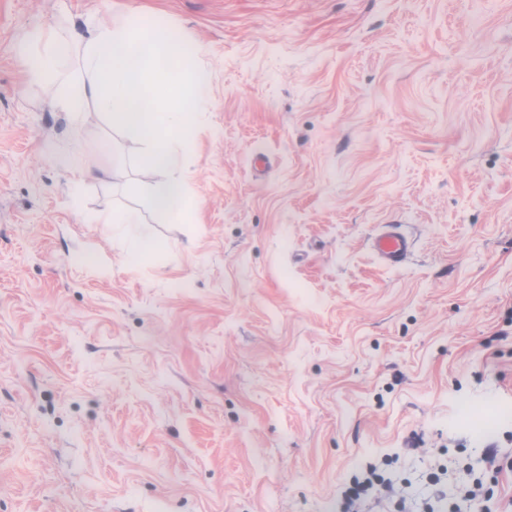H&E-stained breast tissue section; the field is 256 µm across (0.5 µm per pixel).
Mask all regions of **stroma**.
Segmentation results:
<instances>
[{"label": "stroma", "instance_id": "35a3bbf8", "mask_svg": "<svg viewBox=\"0 0 512 512\" xmlns=\"http://www.w3.org/2000/svg\"><path fill=\"white\" fill-rule=\"evenodd\" d=\"M144 9L211 74L183 224L16 57ZM91 141L128 164L73 186ZM371 465L369 512H512V0H0V512H342ZM397 220L389 221L373 238L372 250L387 268L401 267L408 259L412 243L400 230ZM395 493L392 484L377 473L376 466H369L362 481L354 483L347 491L344 509L346 512H360L364 500L376 501L389 499Z\"/></svg>", "mask_w": 512, "mask_h": 512}]
</instances>
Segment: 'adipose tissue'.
I'll list each match as a JSON object with an SVG mask.
<instances>
[{"mask_svg": "<svg viewBox=\"0 0 512 512\" xmlns=\"http://www.w3.org/2000/svg\"><path fill=\"white\" fill-rule=\"evenodd\" d=\"M78 56L70 58L56 28L33 33L19 52L34 81L53 76V106L81 122L96 109L143 142L139 166L150 174V207L181 223L192 212L185 193L183 162L193 143L185 134L200 110L209 76L197 67L199 48L184 51L171 30L153 15L135 19L103 14L86 23Z\"/></svg>", "mask_w": 512, "mask_h": 512, "instance_id": "ef3b65f1", "label": "adipose tissue"}]
</instances>
